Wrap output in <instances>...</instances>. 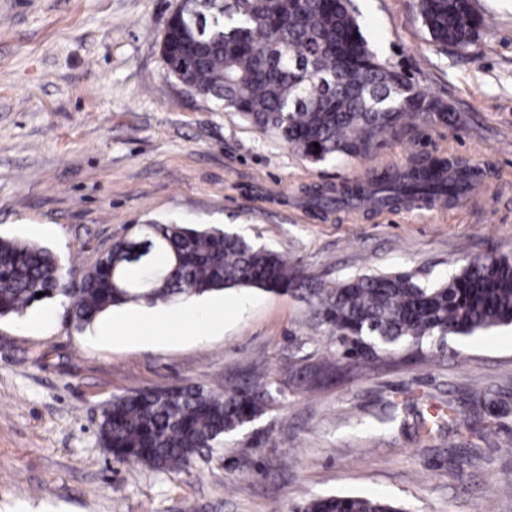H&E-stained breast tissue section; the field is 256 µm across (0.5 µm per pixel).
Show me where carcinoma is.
I'll list each match as a JSON object with an SVG mask.
<instances>
[{
    "mask_svg": "<svg viewBox=\"0 0 512 512\" xmlns=\"http://www.w3.org/2000/svg\"><path fill=\"white\" fill-rule=\"evenodd\" d=\"M418 11L431 41L459 52L487 25L476 0H418ZM355 13L352 0H180L162 58L168 75L310 161L368 158L410 121H449L451 114L371 49ZM480 185L481 174L462 160L414 155L330 191L345 204L399 208L421 200L457 204ZM131 238L149 240L146 259L127 258L124 237L84 271L80 287L67 288L46 247L0 237V318L58 296L72 299L67 317L81 328L128 304H171L234 288L292 294L330 327L336 345V356L310 373L288 369L286 384L301 390L361 376L400 349L512 325L511 252L470 259L432 285L409 272L327 285L221 229L152 222L136 225ZM274 402L267 383L136 390L104 404L99 436L119 461L183 470ZM302 512L408 510L373 495L338 494L310 499Z\"/></svg>",
    "mask_w": 512,
    "mask_h": 512,
    "instance_id": "carcinoma-1",
    "label": "carcinoma"
}]
</instances>
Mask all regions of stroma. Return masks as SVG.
Returning <instances> with one entry per match:
<instances>
[{
    "label": "stroma",
    "mask_w": 512,
    "mask_h": 512,
    "mask_svg": "<svg viewBox=\"0 0 512 512\" xmlns=\"http://www.w3.org/2000/svg\"><path fill=\"white\" fill-rule=\"evenodd\" d=\"M380 57L441 101L368 160L314 163L169 76L161 43L178 0H0V236L37 242L73 277L132 225L219 227L317 279L404 271L437 282L463 255L512 251V0L465 52L430 40L415 0H355ZM415 153L482 169L481 194L448 208L316 213L307 190L362 179ZM208 336L101 337L64 304L33 328L0 319V512H299L366 493L411 512H512V327L448 337L423 363H382L313 392L283 390L262 417L181 472L115 461L102 404L132 390L261 381L335 353L292 295L255 289ZM455 405L426 436L416 415Z\"/></svg>",
    "instance_id": "stroma-1"
}]
</instances>
